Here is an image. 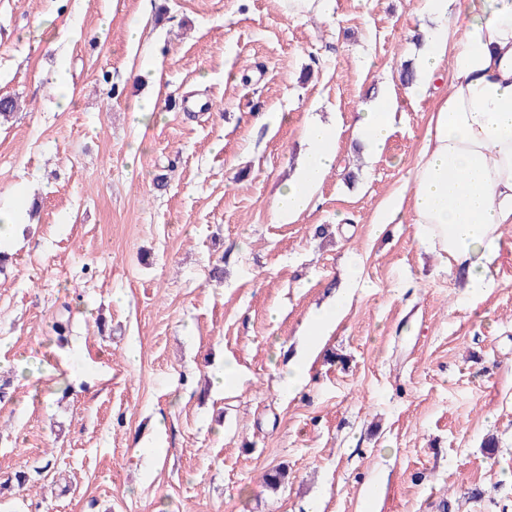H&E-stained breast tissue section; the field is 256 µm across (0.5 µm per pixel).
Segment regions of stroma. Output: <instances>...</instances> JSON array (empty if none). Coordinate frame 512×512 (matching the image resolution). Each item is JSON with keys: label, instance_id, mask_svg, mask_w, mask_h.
<instances>
[{"label": "stroma", "instance_id": "obj_1", "mask_svg": "<svg viewBox=\"0 0 512 512\" xmlns=\"http://www.w3.org/2000/svg\"><path fill=\"white\" fill-rule=\"evenodd\" d=\"M152 2L0 0V512H512V224L475 305L409 221L372 223L437 106L399 78L425 0ZM388 94L376 156L355 122ZM312 118L336 165L283 223ZM349 298L342 296L338 298L336 306L323 312L315 321V331L310 336H322L328 328L336 323L338 316L348 307Z\"/></svg>", "mask_w": 512, "mask_h": 512}]
</instances>
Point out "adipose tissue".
<instances>
[{"label": "adipose tissue", "mask_w": 512, "mask_h": 512, "mask_svg": "<svg viewBox=\"0 0 512 512\" xmlns=\"http://www.w3.org/2000/svg\"><path fill=\"white\" fill-rule=\"evenodd\" d=\"M426 7L438 25L421 68L431 82L451 58L449 90L415 166L409 206L387 202L375 223L385 227L411 210L418 243L444 256L448 268L465 269V288L477 295L493 283L491 246L512 224V0H465L453 13L448 0H426ZM460 31L464 39L449 52V35ZM358 124L371 153H380L394 131L392 99L379 100ZM301 137L308 153L274 204L285 220L315 206L336 163L332 125L308 120Z\"/></svg>", "instance_id": "obj_1"}]
</instances>
